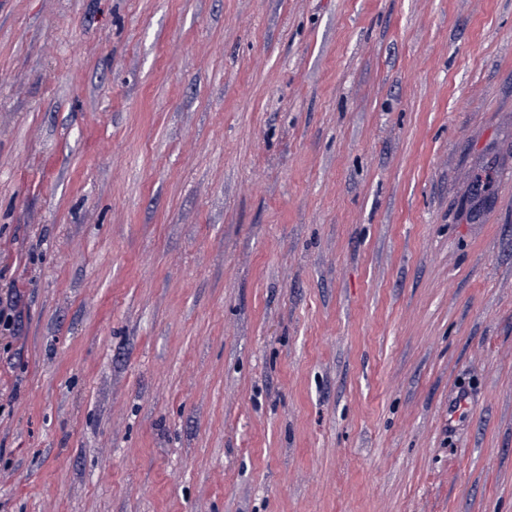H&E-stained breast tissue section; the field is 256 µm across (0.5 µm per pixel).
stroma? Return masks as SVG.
Listing matches in <instances>:
<instances>
[{"instance_id": "35a3bbf8", "label": "stroma", "mask_w": 512, "mask_h": 512, "mask_svg": "<svg viewBox=\"0 0 512 512\" xmlns=\"http://www.w3.org/2000/svg\"><path fill=\"white\" fill-rule=\"evenodd\" d=\"M0 512H512V0H0Z\"/></svg>"}]
</instances>
